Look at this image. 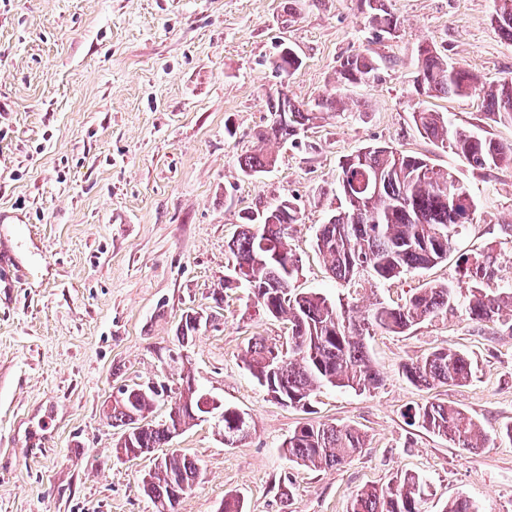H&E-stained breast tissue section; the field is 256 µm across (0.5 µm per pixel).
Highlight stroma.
I'll return each instance as SVG.
<instances>
[{
    "instance_id": "obj_1",
    "label": "stroma",
    "mask_w": 512,
    "mask_h": 512,
    "mask_svg": "<svg viewBox=\"0 0 512 512\" xmlns=\"http://www.w3.org/2000/svg\"><path fill=\"white\" fill-rule=\"evenodd\" d=\"M495 0H391L395 35L365 22L358 0H0V210L28 227L33 276L0 288V512H154L141 478L153 461L120 460L121 435L103 406L124 384L198 389L249 417L234 447L206 421L173 448L200 476L177 512H348L363 489L410 473L426 485L425 512L467 497L477 512H512V318L476 323L465 314L424 321L402 334L366 337L378 388L326 387L310 411L282 405L244 364L262 336L282 344L288 322L259 312L249 289L224 286L228 243L247 211L291 199L301 216L291 245L293 286L328 299L404 303L445 283L465 292L463 259L491 254L496 288L512 290V164L472 167L421 137L411 114L417 48L435 46L484 82L512 78V41L492 24ZM302 64L272 65L279 44ZM377 63L375 80L338 87L347 56ZM315 103L338 91L345 111L269 143L270 172L246 177L240 155L272 120L270 94ZM452 127L512 141L479 98L434 97ZM370 146L424 155L469 189L475 212L447 260L373 286L336 280L316 234L338 202L341 163ZM206 312L193 340L177 327ZM472 362L465 385L418 387L404 364L440 348ZM184 359L166 364L168 351ZM429 401L462 409L487 439L479 452L409 424ZM305 422L349 425L362 452L328 469L289 461L282 446Z\"/></svg>"
}]
</instances>
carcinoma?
<instances>
[{"instance_id":"obj_1","label":"carcinoma","mask_w":512,"mask_h":512,"mask_svg":"<svg viewBox=\"0 0 512 512\" xmlns=\"http://www.w3.org/2000/svg\"><path fill=\"white\" fill-rule=\"evenodd\" d=\"M366 22L381 33L392 34L398 19L390 0H359ZM492 23L512 40V0H497ZM301 65L292 48L278 52L274 67L290 74ZM373 58L357 53L344 60L337 81L341 85L367 82L376 77ZM417 95L465 98L478 96L485 112L499 121L512 123V80L488 85L477 74L448 62L436 49L422 44L418 48ZM267 111L272 123L259 132L262 142L286 144L297 132L326 119L344 108V97L336 92L314 105L304 107L279 92L270 95ZM419 134L454 150L478 168H492L512 162V143L489 135L465 130L451 131L448 117L428 107L412 113ZM242 174L253 176L268 171L272 154L262 150L239 156ZM343 201L336 214L320 226L317 248L332 275L343 283H382L407 271L427 269L448 257L453 237L466 220L469 205L448 197V182L454 174L428 159L405 154L388 147H367L342 162ZM295 204L284 197L277 204L249 212L245 224L228 243V276L254 289L262 313L273 318L288 316L289 336L286 352L274 366L269 355L276 344L257 338L246 351L245 362L252 376L274 399L307 408L315 391L326 387L366 391L381 381L370 364L364 337L376 330L403 333L434 318H445L462 307L475 322H493L505 307L512 308V292L493 288L496 269L491 260L465 258V272L471 281L468 294L458 302L448 285H431L413 293L402 305L375 301L354 318V306L335 303L319 294L295 293L291 281L299 272L288 239L291 226L299 223ZM403 374L416 386L462 385L472 376V362L466 354L439 349L427 357L403 366ZM201 392L188 385L179 391L180 405L157 424L144 423L153 412L156 394L150 390L134 400L113 399L106 418L114 427L131 433L130 440H119L113 448L116 457L162 448L170 443L172 428L187 430L195 425ZM411 424L471 451L479 449L484 437L479 425L456 406L427 402L407 412ZM224 444L245 440L242 431L251 429L239 411L224 408ZM292 460L315 469L339 466L364 448V437L350 426L318 423L295 428L282 444ZM200 469L195 460L174 452L164 455L142 481L144 493L156 512H174L185 490L192 489ZM424 484L416 476L404 475L385 488L358 493L350 512H423Z\"/></svg>"}]
</instances>
